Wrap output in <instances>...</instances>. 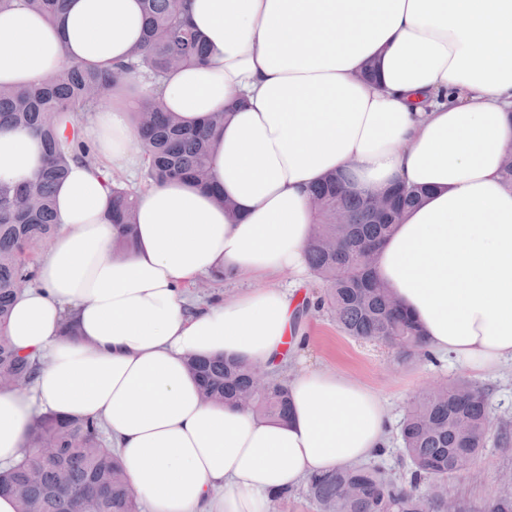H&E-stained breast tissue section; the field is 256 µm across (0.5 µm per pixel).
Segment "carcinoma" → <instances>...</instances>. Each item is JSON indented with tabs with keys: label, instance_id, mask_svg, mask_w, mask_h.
<instances>
[{
	"label": "carcinoma",
	"instance_id": "carcinoma-1",
	"mask_svg": "<svg viewBox=\"0 0 512 512\" xmlns=\"http://www.w3.org/2000/svg\"><path fill=\"white\" fill-rule=\"evenodd\" d=\"M47 20L60 21L65 0H24ZM193 0H141L144 29L127 62L104 72L72 64L24 87L0 85V129H21L38 139L45 164L25 184L0 183V390L32 386L41 365L12 348L7 327L13 299L36 285L27 253L56 233L54 188L69 161L96 162L94 145L79 136H58L57 125L94 111L114 91L131 92L132 121L143 151L145 178L207 183L213 143L207 126H193L166 109L160 84L165 74L206 57L190 24ZM112 194L113 250L136 246L138 191L103 173ZM321 202L307 246L310 271L323 294L306 308L324 310L347 336L389 348L402 364L434 360L417 322L396 302L372 270L374 255L418 205L427 190L391 188L392 204L376 210L352 187L348 171L326 176L314 187ZM204 400L288 419L287 387L272 377L258 382L253 368L230 358L190 357ZM409 478L390 479L380 462L312 476L304 486L317 512H448V498L433 492L448 474L473 466L491 436L487 395L460 377L438 392L424 390L399 426ZM0 492L12 495L17 512H140L103 426L95 421L44 413L36 417L29 446L15 465L0 470ZM483 512H512V493L497 494Z\"/></svg>",
	"mask_w": 512,
	"mask_h": 512
}]
</instances>
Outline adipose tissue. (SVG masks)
<instances>
[{
	"instance_id": "adipose-tissue-1",
	"label": "adipose tissue",
	"mask_w": 512,
	"mask_h": 512,
	"mask_svg": "<svg viewBox=\"0 0 512 512\" xmlns=\"http://www.w3.org/2000/svg\"><path fill=\"white\" fill-rule=\"evenodd\" d=\"M206 66L161 84L166 107L213 130L211 186L143 190L137 247L112 251L100 175L143 161L131 105L107 104L79 130L98 163L73 161L55 189L57 232L15 301L7 334L42 369L0 392V468L50 411L102 423L145 512H269L311 475L383 454L380 396L319 367L294 371L298 288L310 275L309 191L350 169L357 188L422 186L378 252L375 276L420 324L429 351L482 374L512 361V0H194ZM140 0H66L60 22L23 0L0 10V84L28 85L78 63L126 62ZM376 62L375 80L360 73ZM43 164L23 130L0 131V182ZM234 207L226 212L216 194ZM250 280L232 300L197 304L201 276ZM288 273V285L273 276ZM74 313L77 333L61 324ZM280 366L287 421L204 403L188 356Z\"/></svg>"
}]
</instances>
